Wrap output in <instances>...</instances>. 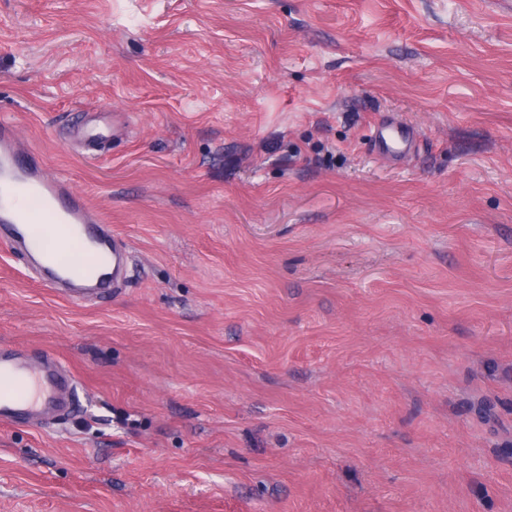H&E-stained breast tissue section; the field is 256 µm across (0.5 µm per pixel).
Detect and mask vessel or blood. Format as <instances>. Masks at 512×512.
Wrapping results in <instances>:
<instances>
[{
    "instance_id": "b4317fda",
    "label": "vessel or blood",
    "mask_w": 512,
    "mask_h": 512,
    "mask_svg": "<svg viewBox=\"0 0 512 512\" xmlns=\"http://www.w3.org/2000/svg\"><path fill=\"white\" fill-rule=\"evenodd\" d=\"M416 129L386 120L374 130L385 154L412 150ZM0 224L8 226L9 243L25 251L52 274L53 284L96 293L121 280L130 244L110 231L107 219L65 181L50 174L37 157L18 144L14 123L0 122ZM80 242L79 255L71 245ZM72 376L50 363L27 364L0 355V422L9 424L30 413L56 411L73 393Z\"/></svg>"
}]
</instances>
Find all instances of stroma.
<instances>
[{
    "label": "stroma",
    "mask_w": 512,
    "mask_h": 512,
    "mask_svg": "<svg viewBox=\"0 0 512 512\" xmlns=\"http://www.w3.org/2000/svg\"><path fill=\"white\" fill-rule=\"evenodd\" d=\"M1 120L132 253L74 302L0 241L79 397L0 512H512V0H0ZM416 129L404 122L386 120L374 130V141L379 151L385 154L410 151L415 147Z\"/></svg>",
    "instance_id": "35a3bbf8"
}]
</instances>
